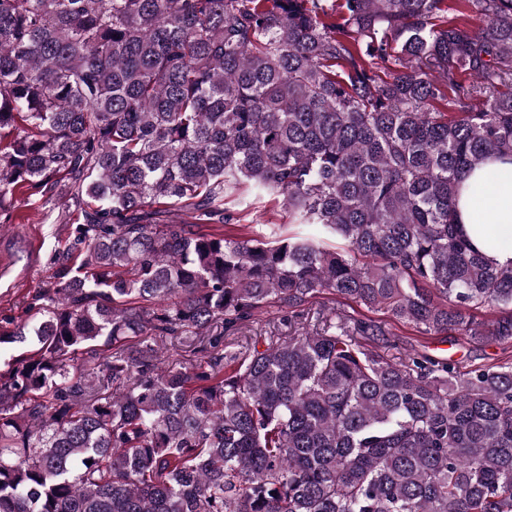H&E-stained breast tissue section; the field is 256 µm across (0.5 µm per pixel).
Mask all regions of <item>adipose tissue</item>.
I'll list each match as a JSON object with an SVG mask.
<instances>
[{"mask_svg": "<svg viewBox=\"0 0 512 512\" xmlns=\"http://www.w3.org/2000/svg\"><path fill=\"white\" fill-rule=\"evenodd\" d=\"M483 171L475 169L462 182L458 222L473 245L501 266H512V178L496 187L482 186Z\"/></svg>", "mask_w": 512, "mask_h": 512, "instance_id": "1", "label": "adipose tissue"}]
</instances>
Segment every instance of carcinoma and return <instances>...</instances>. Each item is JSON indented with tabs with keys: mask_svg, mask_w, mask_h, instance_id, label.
Segmentation results:
<instances>
[{
	"mask_svg": "<svg viewBox=\"0 0 512 512\" xmlns=\"http://www.w3.org/2000/svg\"><path fill=\"white\" fill-rule=\"evenodd\" d=\"M472 2L0 0V212L37 189L73 226L0 326L38 341L0 372V512H512V362L308 323L328 292L512 344V267L455 222L512 163V0ZM245 192L290 230H201ZM269 305L292 335L224 341ZM445 9H448V18H458L468 22L472 28H477L482 24L481 15L476 6L467 0H447L444 3Z\"/></svg>",
	"mask_w": 512,
	"mask_h": 512,
	"instance_id": "cac0c4a2",
	"label": "carcinoma"
}]
</instances>
